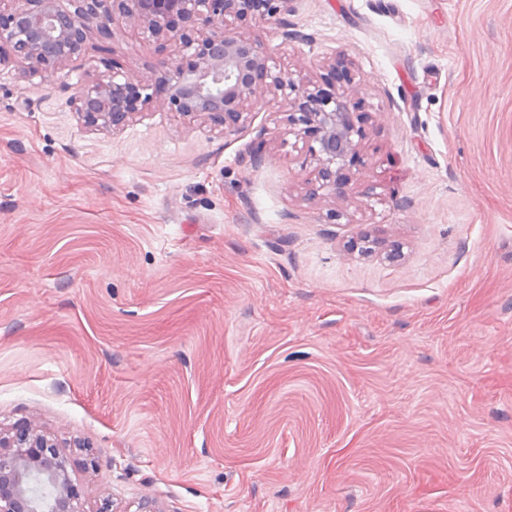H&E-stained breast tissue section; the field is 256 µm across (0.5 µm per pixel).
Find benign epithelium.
Instances as JSON below:
<instances>
[{
	"label": "benign epithelium",
	"mask_w": 512,
	"mask_h": 512,
	"mask_svg": "<svg viewBox=\"0 0 512 512\" xmlns=\"http://www.w3.org/2000/svg\"><path fill=\"white\" fill-rule=\"evenodd\" d=\"M69 12L57 0H0V47H10L28 76L46 77L81 54L85 19L100 18L108 38L115 27L148 31L164 52L172 45L193 50L190 59L160 62L154 78L112 73L85 83L71 96L84 127L119 132L136 115L158 108L188 121H202L224 133L251 122L252 112L281 93L287 109L282 135L303 143L300 170L312 168L320 188L348 197L344 170L359 157L368 117L360 110L353 81L329 88L296 85L272 71V56L259 39L234 22H266L288 12L291 0H80ZM0 512H86L68 460L54 440L30 424L0 432Z\"/></svg>",
	"instance_id": "obj_1"
}]
</instances>
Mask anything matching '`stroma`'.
I'll use <instances>...</instances> for the list:
<instances>
[{
	"label": "stroma",
	"mask_w": 512,
	"mask_h": 512,
	"mask_svg": "<svg viewBox=\"0 0 512 512\" xmlns=\"http://www.w3.org/2000/svg\"><path fill=\"white\" fill-rule=\"evenodd\" d=\"M286 20L245 30L301 82L345 55L371 117L349 197L304 185L279 99L85 129L74 87L153 77L149 32L0 65V430L55 439L87 512H512V0Z\"/></svg>",
	"instance_id": "obj_1"
}]
</instances>
